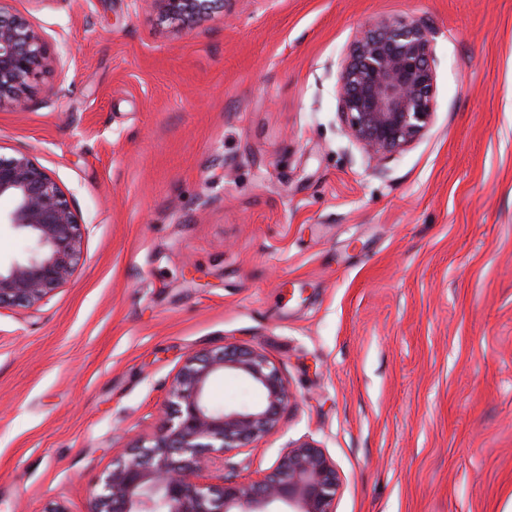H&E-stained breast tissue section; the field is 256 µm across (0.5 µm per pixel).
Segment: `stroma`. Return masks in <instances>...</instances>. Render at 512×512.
<instances>
[{"instance_id":"35a3bbf8","label":"stroma","mask_w":512,"mask_h":512,"mask_svg":"<svg viewBox=\"0 0 512 512\" xmlns=\"http://www.w3.org/2000/svg\"><path fill=\"white\" fill-rule=\"evenodd\" d=\"M63 58L0 108V155L64 191L83 261L0 310V512H93L113 454L159 431L190 353L263 351L288 445L342 476L336 512H512V0H231L178 32L144 0H14ZM424 19L434 121L377 166L338 64Z\"/></svg>"}]
</instances>
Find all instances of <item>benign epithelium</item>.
<instances>
[{
	"mask_svg": "<svg viewBox=\"0 0 512 512\" xmlns=\"http://www.w3.org/2000/svg\"><path fill=\"white\" fill-rule=\"evenodd\" d=\"M0 0V105L25 106L29 82L49 63L43 35ZM181 31L224 11V0H145ZM436 75L433 46L419 19L380 20L342 60L336 82L346 134L381 166L430 128ZM0 222L31 242L27 255L0 265V310L34 307L62 286L81 259L82 225L59 184L28 156H0ZM234 374L257 401L217 407L212 381ZM292 399L279 368L261 350L225 346L187 355L171 382L160 432L112 456L94 491V512H335L340 475L317 444L290 448L249 482L221 478L224 457L274 430Z\"/></svg>",
	"mask_w": 512,
	"mask_h": 512,
	"instance_id": "obj_1",
	"label": "benign epithelium"
}]
</instances>
